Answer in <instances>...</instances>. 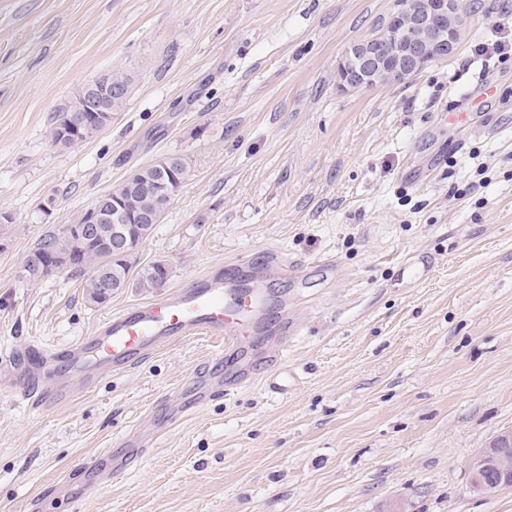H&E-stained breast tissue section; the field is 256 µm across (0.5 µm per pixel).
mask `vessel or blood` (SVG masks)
I'll use <instances>...</instances> for the list:
<instances>
[{
	"instance_id": "b4317fda",
	"label": "vessel or blood",
	"mask_w": 512,
	"mask_h": 512,
	"mask_svg": "<svg viewBox=\"0 0 512 512\" xmlns=\"http://www.w3.org/2000/svg\"><path fill=\"white\" fill-rule=\"evenodd\" d=\"M283 271L274 255L241 268L239 263L214 265L194 282L171 293L113 313L76 343L56 348L30 345L10 363V369L36 396L38 407L69 401L99 379L128 370L147 356L175 342L199 336L223 339L212 371L193 382L192 406L239 387L249 370L239 358L242 340L260 334L272 337L271 354L283 362L295 324L287 310L271 316L264 284ZM126 454L85 464L93 485L121 475L149 447L144 435L128 437Z\"/></svg>"
}]
</instances>
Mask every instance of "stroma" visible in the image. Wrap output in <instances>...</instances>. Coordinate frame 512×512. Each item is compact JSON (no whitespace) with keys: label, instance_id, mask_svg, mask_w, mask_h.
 Returning a JSON list of instances; mask_svg holds the SVG:
<instances>
[{"label":"stroma","instance_id":"obj_1","mask_svg":"<svg viewBox=\"0 0 512 512\" xmlns=\"http://www.w3.org/2000/svg\"><path fill=\"white\" fill-rule=\"evenodd\" d=\"M392 0H0V358L86 336L149 300L90 303L68 268L25 279L47 235L135 168L189 174L139 247L166 291L218 262L279 254L297 324L271 394L252 377L188 413L221 349L197 337L33 409L0 383V512H512L468 460L512 429V0H460L456 54L406 82L341 93L344 48ZM132 79L94 137L53 144L86 84ZM175 414L145 455L78 503L45 493Z\"/></svg>","mask_w":512,"mask_h":512}]
</instances>
